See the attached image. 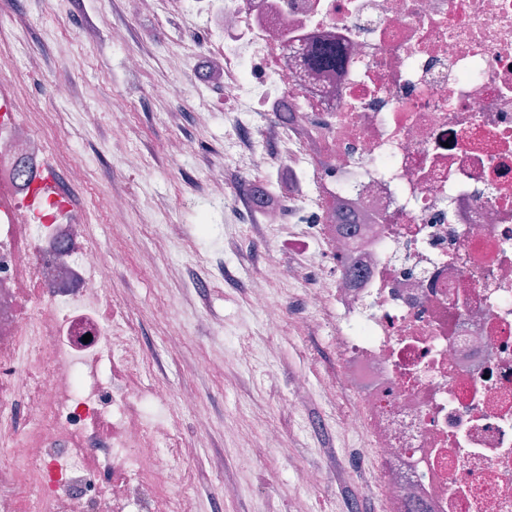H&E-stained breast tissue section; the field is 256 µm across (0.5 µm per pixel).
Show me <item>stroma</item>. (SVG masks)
I'll return each instance as SVG.
<instances>
[{
	"label": "stroma",
	"instance_id": "1",
	"mask_svg": "<svg viewBox=\"0 0 512 512\" xmlns=\"http://www.w3.org/2000/svg\"><path fill=\"white\" fill-rule=\"evenodd\" d=\"M188 28L167 0H0V93L50 141L69 144L63 162L82 166L85 202L95 211L89 237L128 255L110 285L140 297L132 318L160 382L171 395H199L193 409L178 405L174 413L195 450V481L209 488L200 499L204 512H344L350 495L360 512H376L374 469L351 467L354 443L340 433L347 400L312 398L300 415L288 412L296 378L319 388L335 375L334 334L317 324L304 332L288 324L266 338L247 309L244 284L255 278L290 313L302 310L303 299L261 260L279 249L278 232L236 222L210 191L232 131L217 106L223 79L211 74L220 57L184 39ZM116 100L127 111L121 127L112 124ZM176 139L188 141L191 153L172 158L167 148ZM115 194L129 202L131 235L112 229L108 199ZM168 224L184 225L179 240L166 236ZM224 237L239 240L240 252L215 249ZM162 262L177 276L150 278L149 267ZM162 306L169 310L164 321L154 316ZM175 330L187 344L173 354L164 338ZM246 340L262 345L248 368L226 356ZM270 420L282 429L276 448L266 444ZM242 441L252 450L245 467L237 459ZM324 462L334 469L328 484L304 485L300 472Z\"/></svg>",
	"mask_w": 512,
	"mask_h": 512
}]
</instances>
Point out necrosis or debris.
I'll list each match as a JSON object with an SVG mask.
<instances>
[{"instance_id": "obj_1", "label": "necrosis or debris", "mask_w": 512, "mask_h": 512, "mask_svg": "<svg viewBox=\"0 0 512 512\" xmlns=\"http://www.w3.org/2000/svg\"><path fill=\"white\" fill-rule=\"evenodd\" d=\"M229 164L288 173L260 214L298 236L266 267L336 325L332 390L380 512H512V0H223ZM334 42L332 68L302 49ZM289 108V121L278 117ZM0 119V512H199L171 403L115 297L128 257L88 237L70 166ZM359 271L348 278L344 265Z\"/></svg>"}]
</instances>
